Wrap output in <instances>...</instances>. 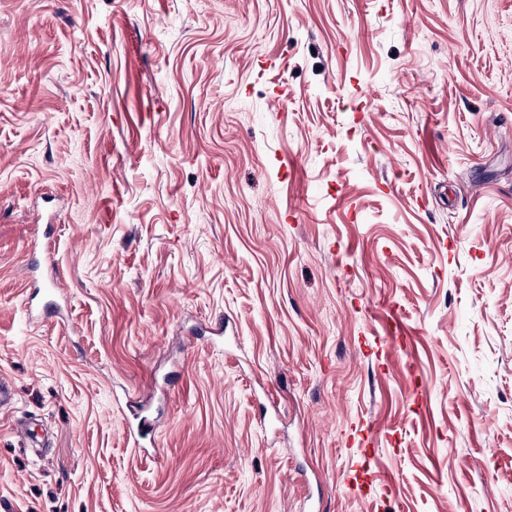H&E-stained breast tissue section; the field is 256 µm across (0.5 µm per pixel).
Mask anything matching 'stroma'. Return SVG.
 <instances>
[{"mask_svg": "<svg viewBox=\"0 0 512 512\" xmlns=\"http://www.w3.org/2000/svg\"><path fill=\"white\" fill-rule=\"evenodd\" d=\"M0 380V512H512V0H0Z\"/></svg>", "mask_w": 512, "mask_h": 512, "instance_id": "1", "label": "stroma"}]
</instances>
